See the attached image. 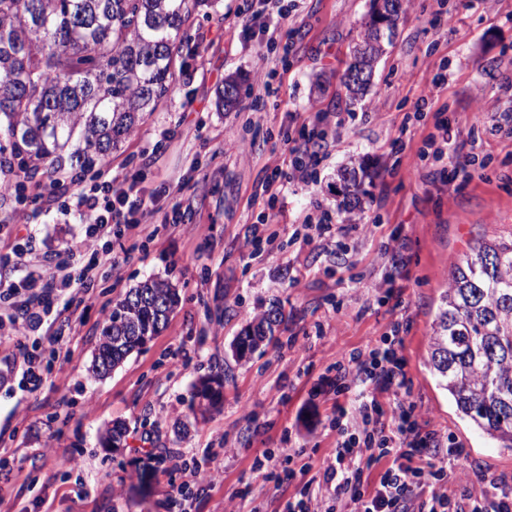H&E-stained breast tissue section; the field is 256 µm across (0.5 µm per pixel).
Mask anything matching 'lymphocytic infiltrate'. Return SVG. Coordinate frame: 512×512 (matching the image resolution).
Instances as JSON below:
<instances>
[{"label": "lymphocytic infiltrate", "mask_w": 512, "mask_h": 512, "mask_svg": "<svg viewBox=\"0 0 512 512\" xmlns=\"http://www.w3.org/2000/svg\"><path fill=\"white\" fill-rule=\"evenodd\" d=\"M424 161L440 160L445 150L465 158L467 164L486 169L475 152L474 141H454L444 119L434 122ZM78 186L73 201H59L62 213H77L85 226L84 246L70 247L57 261L48 263L41 282L0 283V309L7 311L16 348L23 360V378L30 390L39 389L49 366L44 365L32 337L63 310L89 300L99 267L115 262L113 244L125 237L146 236L143 220L151 209L134 185L116 183L108 174L86 181L83 174L70 178ZM407 322L394 321L388 331L365 348L351 351L328 366L311 387L310 396L339 397L331 427L336 433L335 462L323 474L331 486L330 498L304 488L298 501L285 512H340L351 502L355 512H512V493L490 484L478 491L443 492L449 475L447 462L458 461L461 449L454 438L443 439L424 429L416 405L397 393L407 387L402 355ZM394 393L390 405L379 396ZM443 457V464L426 463V456ZM382 470L374 488L364 484V474L374 465Z\"/></svg>", "instance_id": "1"}]
</instances>
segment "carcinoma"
<instances>
[{
  "label": "carcinoma",
  "mask_w": 512,
  "mask_h": 512,
  "mask_svg": "<svg viewBox=\"0 0 512 512\" xmlns=\"http://www.w3.org/2000/svg\"><path fill=\"white\" fill-rule=\"evenodd\" d=\"M204 0H0V166L28 175L41 169H94L173 88L175 49ZM375 63L344 85L363 96ZM351 212L367 194V173L344 170ZM176 286L150 279L129 289L101 328L91 372L103 377L157 336L178 304ZM284 320L273 306L251 319L232 344L245 360L275 339ZM427 364L458 414L500 448L512 449V236L483 238L450 265L448 288L430 336ZM221 375L200 379L205 414L221 399Z\"/></svg>",
  "instance_id": "1"
}]
</instances>
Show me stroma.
<instances>
[{
	"mask_svg": "<svg viewBox=\"0 0 512 512\" xmlns=\"http://www.w3.org/2000/svg\"><path fill=\"white\" fill-rule=\"evenodd\" d=\"M296 31L291 53L270 30L241 36L243 0H214L189 21L191 40L176 56L174 90L146 115L105 167L136 177L144 195L182 224H156L129 260L98 275L94 297L71 312L63 332L42 329L43 351L58 360L41 389L23 390L13 341L0 339V512H180L172 484L187 473L164 462L144 471L143 446L194 461L191 512H283L305 484H321L334 461L333 396L309 391L327 366L388 331L409 327L403 355L419 420L463 450L447 491L487 478L512 488V449L462 419L427 365V343L448 285L451 258L478 240L512 234V130L485 127L512 111V0H404L396 37L378 60L369 92L349 101L340 78L361 39L370 0H280ZM237 76L239 101L219 108L217 93ZM271 84L265 107L253 93ZM443 108L451 135L478 131L492 154L485 173L443 182L418 158L433 117L405 122L419 99ZM316 129L325 158L305 184L285 179L275 199L256 190L274 167L290 170L283 132ZM364 165L373 184L354 212L336 206L337 172ZM333 217L330 238L303 240L302 224ZM264 221L268 242H244ZM29 226L37 251L15 279L43 275L42 254L81 245L78 216L48 198L0 200V225ZM397 237L409 258L399 312L378 305L390 268L383 246ZM176 285L180 301L165 328L105 377L90 370L102 320L116 299L149 278ZM282 305L276 342L238 361L231 344L247 320ZM224 376L221 406L194 416L193 385ZM127 425L115 452L100 441L112 421ZM301 449L293 480L255 472L265 450Z\"/></svg>",
	"mask_w": 512,
	"mask_h": 512,
	"instance_id": "1",
	"label": "stroma"
}]
</instances>
